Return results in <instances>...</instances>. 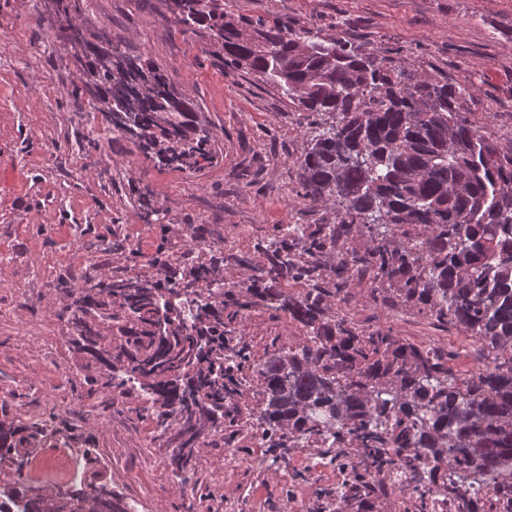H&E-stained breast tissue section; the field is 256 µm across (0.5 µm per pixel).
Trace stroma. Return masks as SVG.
<instances>
[{
    "instance_id": "1",
    "label": "stroma",
    "mask_w": 512,
    "mask_h": 512,
    "mask_svg": "<svg viewBox=\"0 0 512 512\" xmlns=\"http://www.w3.org/2000/svg\"><path fill=\"white\" fill-rule=\"evenodd\" d=\"M243 24L256 20L340 32L352 44L423 80L448 81L463 92V115L499 150H512V0H231ZM161 0H97L83 17L107 27L115 43L146 55L170 84L209 121L219 157L204 171L154 168L121 136L102 132L92 155L79 148L92 118L76 97L79 72L66 47L50 41L49 22L34 0H0V252L16 255L0 269V401L21 417H37L60 402L80 431L96 438L99 467L140 512H316L335 495L342 475L321 465L316 448L278 449V462L252 437L256 382L248 380L230 407L231 444L202 451L191 495L166 465L167 449L148 442V421L116 408L92 411L86 390L56 400L52 380L75 374L64 323L48 289L15 284L29 266L52 275L74 263L92 232L118 223L127 244L143 253L154 236L134 208L132 189L150 192L181 246L185 226L224 237L234 250L254 252L280 224H331L336 214L303 197L298 161L315 129L300 111L258 77L224 64L201 33L166 22ZM73 165L77 175L65 167ZM347 313L360 325L385 327L441 349H457L455 329L399 306L388 307L354 284ZM234 336L262 358L272 343H288L301 328L288 315L253 309L232 326Z\"/></svg>"
}]
</instances>
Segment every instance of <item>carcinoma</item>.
Segmentation results:
<instances>
[{"label":"carcinoma","mask_w":512,"mask_h":512,"mask_svg":"<svg viewBox=\"0 0 512 512\" xmlns=\"http://www.w3.org/2000/svg\"><path fill=\"white\" fill-rule=\"evenodd\" d=\"M36 2L80 66L79 95L104 129H119L159 168L198 173L215 163L212 131L166 73L105 29L79 23L90 0ZM162 2L167 23L206 34L224 62L323 117L299 167L303 197L335 207L337 223L280 224L257 245L264 263L233 257L249 275L229 311L224 247L199 251L191 230L188 247L172 253L170 226L138 194L154 252L119 243L110 228L93 246L107 255L121 248L129 268L148 265L152 276L115 277L98 263L76 284L63 276L50 284L79 375L113 400L138 397L134 412L150 420L153 440L170 449L172 474L193 493L199 441L224 432V403L240 396L251 370L255 426L267 446H316L344 470L330 512H359L383 492L376 474L391 469L411 488L406 512H430L435 493L458 512H479L458 484L470 477L512 494V152L463 118L461 90L389 69L338 33L258 20L245 37L224 0ZM365 233L370 249L336 252ZM365 277L384 299L478 342L482 365L459 375L438 347L332 315L331 301ZM288 281L311 288L291 294L280 288ZM257 306L288 314L305 335L255 359L228 325ZM74 431L51 411L20 436L0 408V504L26 497L28 512H129L85 433L76 443L86 479L51 498L19 492L32 451Z\"/></svg>","instance_id":"cac0c4a2"}]
</instances>
